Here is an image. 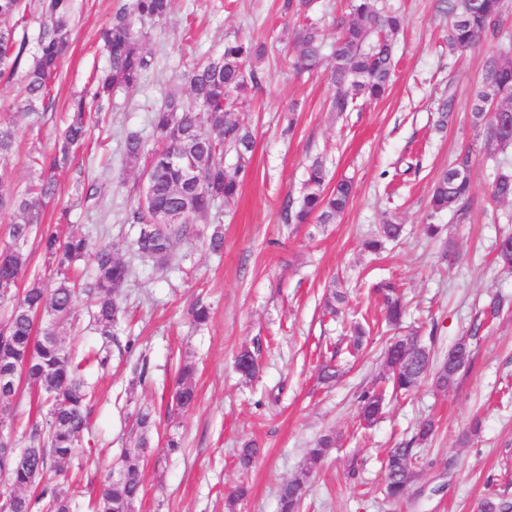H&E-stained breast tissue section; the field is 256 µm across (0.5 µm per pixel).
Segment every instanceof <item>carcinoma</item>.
Segmentation results:
<instances>
[{
  "label": "carcinoma",
  "instance_id": "cac0c4a2",
  "mask_svg": "<svg viewBox=\"0 0 512 512\" xmlns=\"http://www.w3.org/2000/svg\"><path fill=\"white\" fill-rule=\"evenodd\" d=\"M23 0H0V75L14 73L21 63L25 41L15 38L11 24L22 10ZM439 10L448 15V43L456 51L467 52L481 40L500 41L503 35L504 0H438ZM174 10V0H128L102 31L109 51L110 73L90 93L71 102L67 124L51 154L39 152L29 158L39 170L37 180L16 191L0 175V212H8L11 243L0 248V302L5 316L0 319V377L10 381L9 402L15 404L26 389L36 393L47 407L44 420L33 426L22 440L12 435L5 443L21 445L7 466L0 465V476L8 479L7 491L15 496V512H75V490L66 482L67 466L88 430L94 390L75 362L71 350L59 336V329L74 315L80 293L94 299L91 326L101 338L95 359L100 367L109 365L116 330L125 317L120 295L131 276L130 264L109 245L95 244L88 232L73 231L61 237L42 223L45 201L55 194L53 172L64 167L83 144L90 113L102 114L119 89H133L152 64V53L144 46L146 33L136 24L160 21ZM73 0H42L38 52L26 74L24 110L35 111L48 97L62 60L70 49L69 27ZM401 17L389 9H378L375 0H351L349 18L337 23L338 33L332 51L329 79L335 88L330 100L333 112H349L357 100L381 97L393 70L390 37L401 27ZM301 69L314 72L323 61V34L314 24L293 33ZM262 45L232 40L224 43L221 56L194 65L184 79L190 99L176 94L152 113L149 144L138 133L127 136L124 144L126 164L139 172L144 186L137 204L126 212L124 221L138 225L133 252L165 265L176 246L200 239L213 254L224 250V229L213 221L212 211L228 206L238 197L248 171L254 137L251 127L235 112V106L258 85L255 70L246 64L260 58ZM473 123L483 128L479 143L465 146L454 161L435 179L427 215L430 235L440 228L433 220L448 212L459 219L466 217L471 197L473 156L483 153L494 157L512 147V45L502 44L484 63L482 87L472 106ZM207 125L205 131L202 125ZM17 139V130L9 119H0V165L6 166ZM235 152L234 170L224 169V149ZM497 201L512 200V172L499 173L492 184ZM353 185L340 180L327 186V172L322 160L315 159L308 168L304 192L298 201L286 199L283 212L287 224H333L349 205ZM402 226L392 220L380 225L378 233L364 242L377 251L385 240L400 237ZM38 237V250L53 268L56 280L47 287L34 279L20 287L28 273L32 255L25 250L31 236ZM91 255L94 273L82 284L72 277L75 264ZM497 257L512 268V235L497 244ZM386 319L397 324L404 313L399 287L384 282L377 288ZM471 357V344L462 339L438 366H433L430 352L420 346L417 335L391 340L384 352L387 382L395 393L410 392L425 379L439 390L452 388ZM235 368L246 378L259 371L258 357L242 350ZM197 398L195 368L186 361L171 394L172 404L180 410L193 406ZM385 391L374 387L359 396L360 421L370 426L385 413ZM154 427L148 410L136 414L130 430L129 446L123 449L117 474H108L93 503V512H129L143 491L146 450ZM335 445L334 437L322 436L308 450L311 463L323 459ZM259 449L246 441L239 449L241 469H249ZM422 465L412 443L389 449L385 465L383 494L400 500L418 480ZM308 472L283 483L279 489V512H298L305 494ZM476 512H512V503L486 497L477 503Z\"/></svg>",
  "mask_w": 512,
  "mask_h": 512
}]
</instances>
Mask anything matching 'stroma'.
Returning a JSON list of instances; mask_svg holds the SVG:
<instances>
[{
    "instance_id": "stroma-1",
    "label": "stroma",
    "mask_w": 512,
    "mask_h": 512,
    "mask_svg": "<svg viewBox=\"0 0 512 512\" xmlns=\"http://www.w3.org/2000/svg\"><path fill=\"white\" fill-rule=\"evenodd\" d=\"M125 0H73L71 51L63 60L50 98L28 115L18 110L24 75L37 52L39 0H24L17 38L26 40L22 66L0 78V118L12 119L17 143L5 177L12 188L35 181L30 152H51L74 95L109 71L101 29ZM399 11L403 26L394 36L395 69L383 97L359 101L354 111H329L333 93L327 69H295L293 30L304 21L336 36L334 22L348 0H315L307 17L285 12L283 0H178L166 21L147 25L153 66L132 90L114 94L106 119L91 132L71 161L56 173L55 195L43 209L44 223L59 234L92 230L132 269L123 297L131 318L117 329L119 345L109 366L88 367L95 390L90 428L70 471L82 482L78 512H88L99 485L117 464L131 421L151 411L157 427L147 451L144 492L138 512H279L280 484L309 471L301 512H475L476 501L493 496L512 502V269L496 260L495 242L512 233V201L497 202L491 186L512 170V151L490 158L477 154L471 170L473 202L468 218L439 219L440 236L424 231L427 203L436 176L461 146L475 140L472 122L476 89L486 57L498 44L484 39L457 54L446 42L448 20L436 0H377ZM265 44L257 63L258 84L239 110L255 136L249 173L234 205L220 207L224 251L210 253L202 241L179 245L169 266L135 255L136 234L124 223L142 184L123 160L128 133L151 138L150 116L168 93L188 95L184 74L194 64L220 56L226 41ZM454 92V110L437 130L442 95ZM323 158L330 181L352 180L354 196L332 224H288L286 198H300L307 168ZM415 171H408V164ZM95 184L98 200L85 201L81 187ZM392 219L403 224L401 239L380 254L363 250L367 235ZM454 242L458 261L441 255ZM402 284L407 313L399 328L387 326L377 283ZM346 301L339 317L324 310L332 291ZM505 302L490 318L493 299ZM211 307L207 327L194 328L195 302ZM90 300L79 302L62 336L77 356L99 347L89 325ZM370 330L358 356L346 351L351 324ZM470 364L448 391L423 382L390 400L384 417L368 429L357 421V397L385 375L384 351L391 337L418 330L433 362L445 359L472 326ZM133 350H126L127 340ZM254 351L261 372L253 381L234 369L242 349ZM191 356L198 365V400L184 413L171 410L177 364ZM337 358L345 369L337 382L318 378L319 364ZM146 360L148 378L132 369ZM481 430L468 443L460 438L473 419ZM434 420L436 432L418 452L429 468L405 501L384 500L380 486L387 449L410 441L419 421ZM331 434L337 446L323 462L310 464L308 448ZM179 452H169L168 437ZM254 441L258 455L239 470L236 453Z\"/></svg>"
}]
</instances>
